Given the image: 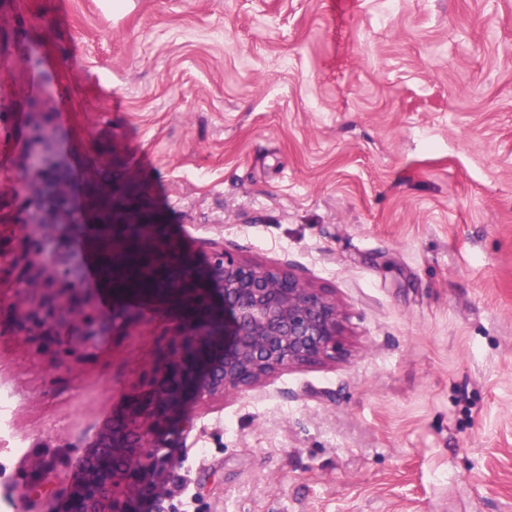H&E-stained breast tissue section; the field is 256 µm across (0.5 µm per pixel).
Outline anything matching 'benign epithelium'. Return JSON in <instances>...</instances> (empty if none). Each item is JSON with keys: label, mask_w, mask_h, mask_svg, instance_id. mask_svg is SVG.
<instances>
[{"label": "benign epithelium", "mask_w": 512, "mask_h": 512, "mask_svg": "<svg viewBox=\"0 0 512 512\" xmlns=\"http://www.w3.org/2000/svg\"><path fill=\"white\" fill-rule=\"evenodd\" d=\"M69 215L61 223H85L67 190ZM129 224L148 225L134 253L118 248ZM161 211L141 192L112 178V328L137 321L139 306L152 304L178 325L175 344L148 389L133 395L86 446L79 479L66 512H127L141 490L142 461L159 466L163 434L194 399L209 407L253 389L294 366L336 359L341 311L336 299L303 284L285 269L236 259L220 248L199 263L167 230ZM38 301L15 310L19 331L36 326L47 339L58 329L88 342L104 330L83 315L91 296L81 288L37 283ZM233 339L226 341L225 336Z\"/></svg>", "instance_id": "7a95c632"}]
</instances>
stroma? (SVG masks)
<instances>
[{"instance_id":"1","label":"stroma","mask_w":512,"mask_h":512,"mask_svg":"<svg viewBox=\"0 0 512 512\" xmlns=\"http://www.w3.org/2000/svg\"><path fill=\"white\" fill-rule=\"evenodd\" d=\"M335 297L342 352L165 431L130 512H512V0H0V512H62L176 331H18L31 125Z\"/></svg>"}]
</instances>
